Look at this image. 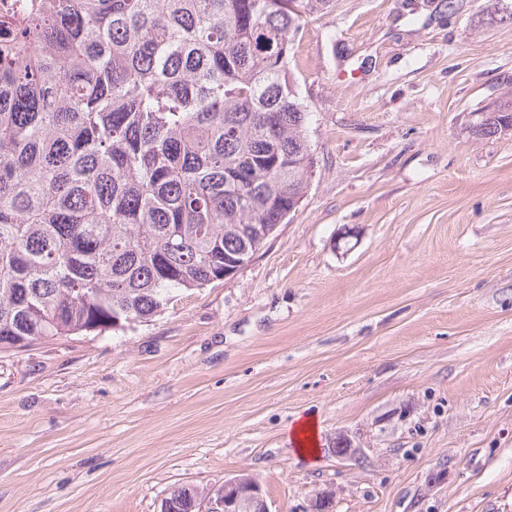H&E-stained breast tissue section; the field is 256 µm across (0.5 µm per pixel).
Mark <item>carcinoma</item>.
I'll use <instances>...</instances> for the list:
<instances>
[{
    "instance_id": "1",
    "label": "carcinoma",
    "mask_w": 512,
    "mask_h": 512,
    "mask_svg": "<svg viewBox=\"0 0 512 512\" xmlns=\"http://www.w3.org/2000/svg\"><path fill=\"white\" fill-rule=\"evenodd\" d=\"M288 0L0 13V349L123 330L259 251L305 196ZM487 120L512 121V93ZM170 512L192 509L183 487Z\"/></svg>"
}]
</instances>
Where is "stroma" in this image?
<instances>
[{
  "label": "stroma",
  "instance_id": "stroma-1",
  "mask_svg": "<svg viewBox=\"0 0 512 512\" xmlns=\"http://www.w3.org/2000/svg\"><path fill=\"white\" fill-rule=\"evenodd\" d=\"M289 63L314 174L236 279L0 351V512L241 473L271 512H512V135L467 131L512 88V0H327ZM319 432L317 420L313 416H305L295 422L291 429V437L296 452L305 457L315 455L319 449ZM301 437L305 439V443L301 441Z\"/></svg>",
  "mask_w": 512,
  "mask_h": 512
}]
</instances>
